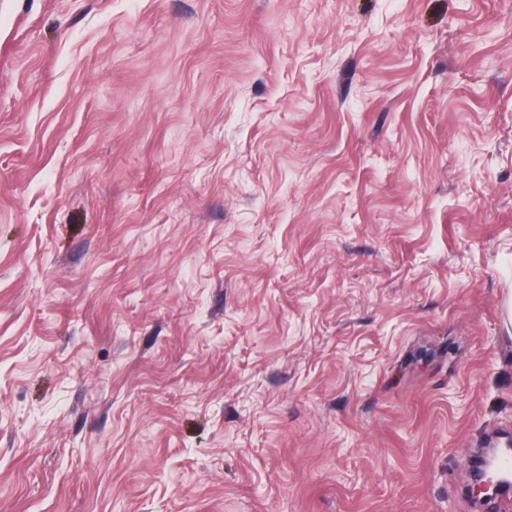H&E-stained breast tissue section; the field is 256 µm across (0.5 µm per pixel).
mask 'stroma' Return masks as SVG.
<instances>
[{
  "instance_id": "stroma-1",
  "label": "stroma",
  "mask_w": 512,
  "mask_h": 512,
  "mask_svg": "<svg viewBox=\"0 0 512 512\" xmlns=\"http://www.w3.org/2000/svg\"><path fill=\"white\" fill-rule=\"evenodd\" d=\"M512 0H0V512H512ZM491 479L497 483L504 495L510 496L512 492V449L505 448L501 455L497 469L491 473Z\"/></svg>"
}]
</instances>
